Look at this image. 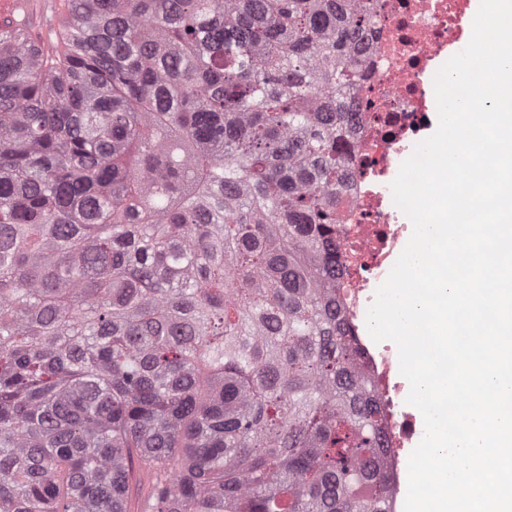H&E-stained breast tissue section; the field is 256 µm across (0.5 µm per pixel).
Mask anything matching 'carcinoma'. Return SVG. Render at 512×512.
<instances>
[{
	"instance_id": "1",
	"label": "carcinoma",
	"mask_w": 512,
	"mask_h": 512,
	"mask_svg": "<svg viewBox=\"0 0 512 512\" xmlns=\"http://www.w3.org/2000/svg\"><path fill=\"white\" fill-rule=\"evenodd\" d=\"M0 24V512H385L336 305L376 0Z\"/></svg>"
}]
</instances>
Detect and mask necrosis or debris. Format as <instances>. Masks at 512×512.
Returning <instances> with one entry per match:
<instances>
[{
    "label": "necrosis or debris",
    "instance_id": "1",
    "mask_svg": "<svg viewBox=\"0 0 512 512\" xmlns=\"http://www.w3.org/2000/svg\"><path fill=\"white\" fill-rule=\"evenodd\" d=\"M472 11V0H377L378 24L364 57V76L350 93L355 160L336 226L342 272L336 302L357 338L381 406L391 483L388 512H403L408 459L425 428L422 415L406 402L410 386L400 373L396 345L374 342L365 318L412 233L390 184L433 126L434 76L448 59L449 42L465 39L459 19Z\"/></svg>",
    "mask_w": 512,
    "mask_h": 512
}]
</instances>
